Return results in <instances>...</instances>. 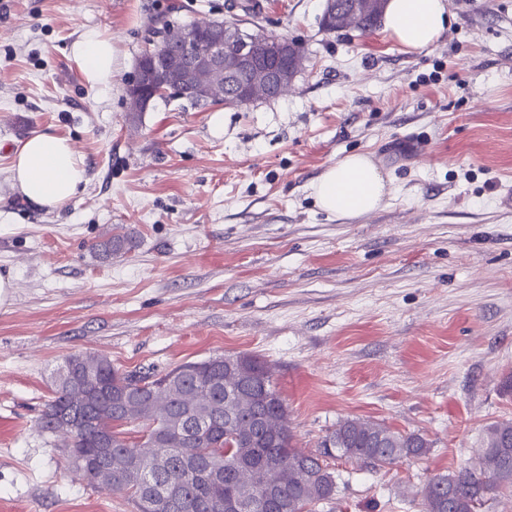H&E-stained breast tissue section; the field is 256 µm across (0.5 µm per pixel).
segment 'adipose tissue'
I'll return each instance as SVG.
<instances>
[{
	"label": "adipose tissue",
	"mask_w": 512,
	"mask_h": 512,
	"mask_svg": "<svg viewBox=\"0 0 512 512\" xmlns=\"http://www.w3.org/2000/svg\"><path fill=\"white\" fill-rule=\"evenodd\" d=\"M446 0H387L383 13L385 32L401 46L424 49L450 26ZM71 56L90 88L112 85V40L88 30L73 43ZM12 185L25 199L40 207L56 209L77 195L86 181L84 162L66 138L39 133L20 143L11 167ZM388 193L387 178L366 156L353 153L326 169L313 185L321 210L337 216L373 211Z\"/></svg>",
	"instance_id": "ef3b65f1"
}]
</instances>
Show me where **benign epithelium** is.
<instances>
[{
    "label": "benign epithelium",
    "instance_id": "1",
    "mask_svg": "<svg viewBox=\"0 0 512 512\" xmlns=\"http://www.w3.org/2000/svg\"><path fill=\"white\" fill-rule=\"evenodd\" d=\"M304 62L299 43L239 23L210 20L173 29L139 60L127 89L128 111L134 116L146 112L159 96L221 101L226 88L234 91L233 102L247 106L286 93ZM95 371L75 365L70 383L81 388ZM255 498L253 492L239 495L226 512H249Z\"/></svg>",
    "mask_w": 512,
    "mask_h": 512
}]
</instances>
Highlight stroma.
<instances>
[{
  "instance_id": "35a3bbf8",
  "label": "stroma",
  "mask_w": 512,
  "mask_h": 512,
  "mask_svg": "<svg viewBox=\"0 0 512 512\" xmlns=\"http://www.w3.org/2000/svg\"><path fill=\"white\" fill-rule=\"evenodd\" d=\"M447 2L449 29L411 50L381 28L322 30L324 0H256L254 25L302 46L288 93L158 99L134 120L125 88L151 21L227 20L231 0H0V273L15 282L0 306V512H136L38 426L75 353L146 375L253 354L296 448L347 418L430 442L382 469L336 461L317 512H424L427 481L512 420V0ZM89 29L115 48L105 91L70 55ZM43 132L86 168L59 209L12 186L16 147ZM353 153L389 193L327 214L312 184ZM118 227L137 247L98 258Z\"/></svg>"
}]
</instances>
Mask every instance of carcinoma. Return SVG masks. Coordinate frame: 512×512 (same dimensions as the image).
<instances>
[{"instance_id": "1", "label": "carcinoma", "mask_w": 512, "mask_h": 512, "mask_svg": "<svg viewBox=\"0 0 512 512\" xmlns=\"http://www.w3.org/2000/svg\"><path fill=\"white\" fill-rule=\"evenodd\" d=\"M379 19L355 16L350 28L373 31ZM134 247L128 232L117 231L95 245L104 258ZM93 356L71 354L58 369L54 396L40 418L42 431L62 437L70 461L97 448L100 430L112 434L111 457L137 459L149 482L112 481L137 512H225L224 501L243 488L275 486L287 512H315L336 495L329 460L344 458L373 469L426 455L422 435L357 419L339 421L313 452L292 445L287 409L272 382L271 367L251 354L222 355L185 362L170 371L141 376L120 370L108 359L86 390L101 384L112 406L98 404L70 387L68 365ZM137 428L129 439L122 426ZM167 456L166 469L151 468L154 448ZM224 470V487L209 481L208 466ZM512 492V421L486 426L478 460L458 471L433 477L423 489L425 512H479L491 493Z\"/></svg>"}]
</instances>
